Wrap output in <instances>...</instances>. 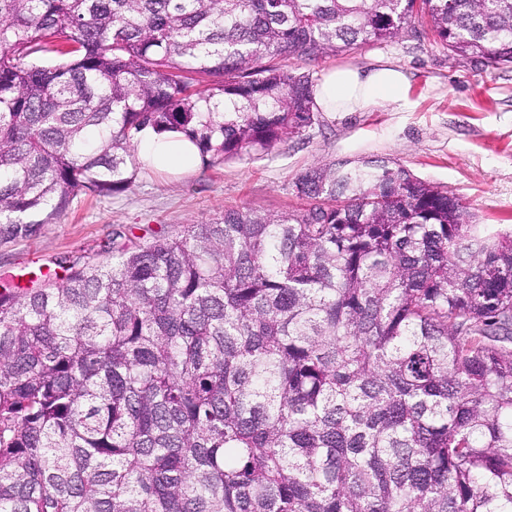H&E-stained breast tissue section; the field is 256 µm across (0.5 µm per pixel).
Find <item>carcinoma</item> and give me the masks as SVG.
<instances>
[{
    "label": "carcinoma",
    "mask_w": 512,
    "mask_h": 512,
    "mask_svg": "<svg viewBox=\"0 0 512 512\" xmlns=\"http://www.w3.org/2000/svg\"><path fill=\"white\" fill-rule=\"evenodd\" d=\"M421 21L512 65V0H0V237L315 120V61ZM59 58L40 66L31 59ZM0 290V512H512V229L384 157Z\"/></svg>",
    "instance_id": "cac0c4a2"
}]
</instances>
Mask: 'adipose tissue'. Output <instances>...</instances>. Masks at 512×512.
Returning a JSON list of instances; mask_svg holds the SVG:
<instances>
[{"mask_svg":"<svg viewBox=\"0 0 512 512\" xmlns=\"http://www.w3.org/2000/svg\"><path fill=\"white\" fill-rule=\"evenodd\" d=\"M407 93L405 74L391 64L346 66L323 76L313 89V101L321 112H368L386 104L404 105ZM136 153L146 164L172 172L192 170L198 159L196 146L179 132H144Z\"/></svg>","mask_w":512,"mask_h":512,"instance_id":"ef3b65f1","label":"adipose tissue"}]
</instances>
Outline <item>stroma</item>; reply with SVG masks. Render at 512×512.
Segmentation results:
<instances>
[{"mask_svg":"<svg viewBox=\"0 0 512 512\" xmlns=\"http://www.w3.org/2000/svg\"><path fill=\"white\" fill-rule=\"evenodd\" d=\"M380 61L407 74L405 106L322 112L303 138L209 169L172 174L142 167L126 191L80 196L55 223L0 240V277L20 282L65 259H103V245L118 233L152 239L220 218L228 208L292 210L299 204L294 182L301 173L319 163L377 156L453 190L469 204L474 223L512 227V66L449 56L415 23L395 41L360 45L301 68L317 80L337 66Z\"/></svg>","mask_w":512,"mask_h":512,"instance_id":"stroma-1","label":"stroma"}]
</instances>
